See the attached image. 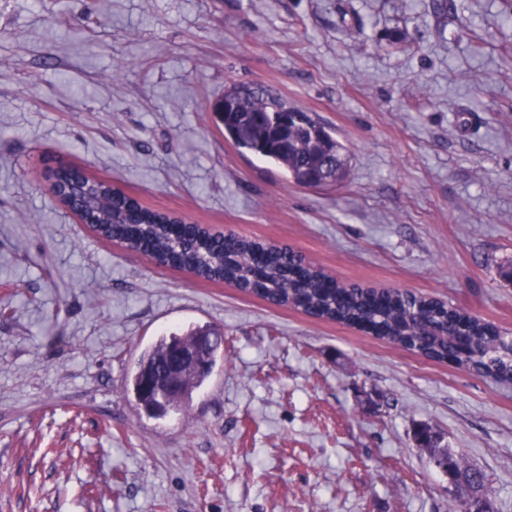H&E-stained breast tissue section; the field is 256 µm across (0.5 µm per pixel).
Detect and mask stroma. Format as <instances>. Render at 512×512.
<instances>
[{"instance_id":"1","label":"stroma","mask_w":512,"mask_h":512,"mask_svg":"<svg viewBox=\"0 0 512 512\" xmlns=\"http://www.w3.org/2000/svg\"><path fill=\"white\" fill-rule=\"evenodd\" d=\"M454 2L0 0V512H451L422 426L512 512V383L157 266L49 193L67 162L512 336V0ZM234 82L328 126L344 183L240 153ZM205 324L210 378L148 417L140 353Z\"/></svg>"}]
</instances>
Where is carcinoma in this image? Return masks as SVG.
Instances as JSON below:
<instances>
[{
	"label": "carcinoma",
	"instance_id": "1",
	"mask_svg": "<svg viewBox=\"0 0 512 512\" xmlns=\"http://www.w3.org/2000/svg\"><path fill=\"white\" fill-rule=\"evenodd\" d=\"M224 98L235 105V110L215 116L238 149L278 164L294 182L304 186L316 168L308 151L317 146L329 154L334 185L344 182L345 148L321 122L300 109V121H295L284 112L288 103L261 86L233 84L225 89ZM58 188L65 203L77 191L98 201L93 216V231L98 237L147 255L160 265L224 282L272 303L290 305L310 316L404 344L438 362H450L477 374L512 377V343L492 325L461 309L406 291L344 288L287 247L179 224L109 182L88 178L75 185L61 170ZM212 329V325L197 326L183 335L160 337L141 353L130 375L133 389H139L143 374L156 367L171 347ZM448 461L453 478L462 488L455 496L454 512H465L467 488L474 483L486 485V477L454 448L448 449Z\"/></svg>",
	"mask_w": 512,
	"mask_h": 512
}]
</instances>
